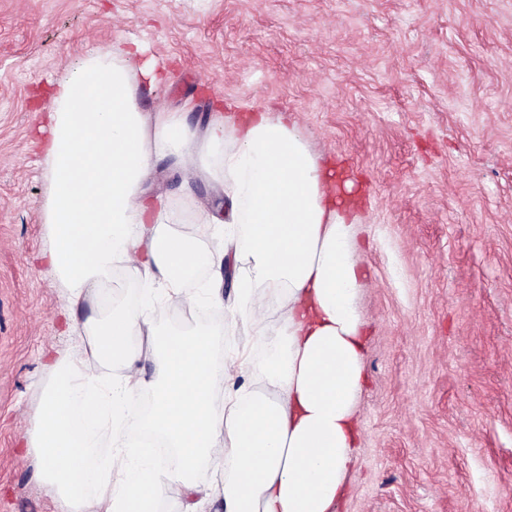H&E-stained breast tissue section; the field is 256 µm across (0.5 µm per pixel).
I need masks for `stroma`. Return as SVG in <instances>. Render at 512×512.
<instances>
[{"label":"stroma","mask_w":512,"mask_h":512,"mask_svg":"<svg viewBox=\"0 0 512 512\" xmlns=\"http://www.w3.org/2000/svg\"><path fill=\"white\" fill-rule=\"evenodd\" d=\"M121 36L176 63L143 110L270 106L358 181L367 384L336 512H512V0H0V512H57L18 446L63 306L36 107ZM224 333L258 388L253 337Z\"/></svg>","instance_id":"obj_1"}]
</instances>
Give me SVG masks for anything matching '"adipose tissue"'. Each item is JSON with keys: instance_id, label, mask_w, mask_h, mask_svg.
Instances as JSON below:
<instances>
[{"instance_id": "ef3b65f1", "label": "adipose tissue", "mask_w": 512, "mask_h": 512, "mask_svg": "<svg viewBox=\"0 0 512 512\" xmlns=\"http://www.w3.org/2000/svg\"><path fill=\"white\" fill-rule=\"evenodd\" d=\"M170 78L144 42L100 41L42 108L40 262L79 351L44 352L26 445L58 512H336L361 437L363 227L288 113L220 95L201 127L160 97L143 111L144 86ZM163 161L211 200L174 201ZM228 260L265 352L258 391L237 387L250 363L224 356L222 326L171 324L223 308ZM128 280L132 300L114 291Z\"/></svg>"}]
</instances>
